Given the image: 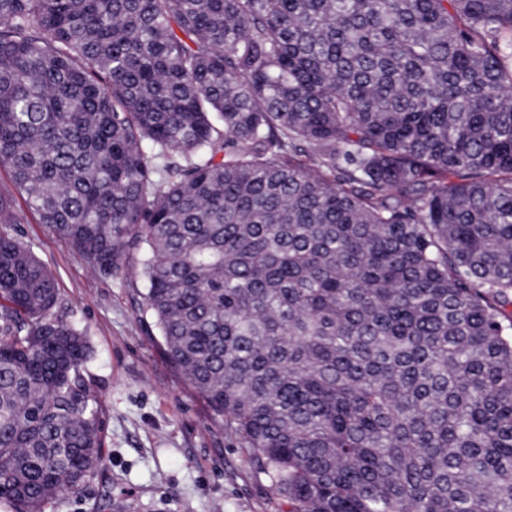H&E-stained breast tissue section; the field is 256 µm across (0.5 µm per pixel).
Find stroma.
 Segmentation results:
<instances>
[{"label": "stroma", "instance_id": "obj_1", "mask_svg": "<svg viewBox=\"0 0 512 512\" xmlns=\"http://www.w3.org/2000/svg\"><path fill=\"white\" fill-rule=\"evenodd\" d=\"M14 236L53 273L57 318L90 343L86 371L104 418L105 461L78 493L45 512H287L220 418L169 362L138 310L140 266L101 273L36 215Z\"/></svg>", "mask_w": 512, "mask_h": 512}]
</instances>
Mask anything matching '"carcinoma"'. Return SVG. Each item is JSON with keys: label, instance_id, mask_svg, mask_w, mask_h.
Segmentation results:
<instances>
[{"label": "carcinoma", "instance_id": "cac0c4a2", "mask_svg": "<svg viewBox=\"0 0 512 512\" xmlns=\"http://www.w3.org/2000/svg\"><path fill=\"white\" fill-rule=\"evenodd\" d=\"M290 512H512V0H0V168ZM0 193V498L105 460Z\"/></svg>", "mask_w": 512, "mask_h": 512}]
</instances>
